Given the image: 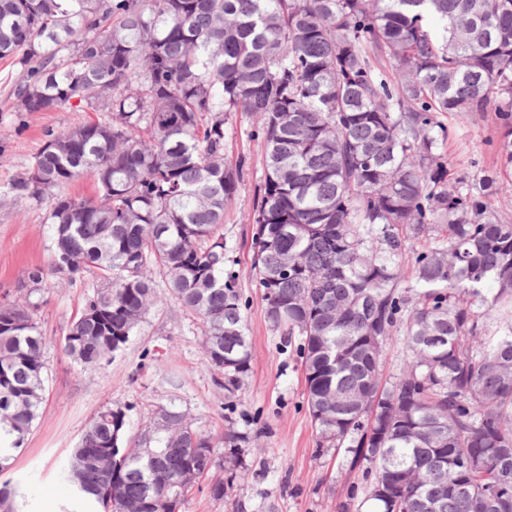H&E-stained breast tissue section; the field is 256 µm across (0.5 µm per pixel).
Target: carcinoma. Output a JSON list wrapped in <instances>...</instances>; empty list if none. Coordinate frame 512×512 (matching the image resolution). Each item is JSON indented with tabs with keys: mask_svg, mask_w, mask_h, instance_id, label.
<instances>
[{
	"mask_svg": "<svg viewBox=\"0 0 512 512\" xmlns=\"http://www.w3.org/2000/svg\"><path fill=\"white\" fill-rule=\"evenodd\" d=\"M16 112L102 118L47 135L9 183L51 198L54 270L99 280L65 354L95 369L168 298L200 322L227 407L252 362L224 213L264 144L251 274L294 345L320 448H344L365 512H512V0H0ZM494 110L495 165L448 180L451 113ZM92 174L96 194L64 189ZM45 337L29 299L0 303V475L43 402ZM400 369L382 381L387 351ZM106 407L66 477L86 512H179L200 478L216 499L250 437L214 438L158 408L137 437ZM133 448L108 457L112 441ZM12 480L0 509L18 512Z\"/></svg>",
	"mask_w": 512,
	"mask_h": 512,
	"instance_id": "obj_1",
	"label": "carcinoma"
}]
</instances>
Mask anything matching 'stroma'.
Returning <instances> with one entry per match:
<instances>
[{
    "mask_svg": "<svg viewBox=\"0 0 512 512\" xmlns=\"http://www.w3.org/2000/svg\"><path fill=\"white\" fill-rule=\"evenodd\" d=\"M19 72V65L0 60L1 188L32 162L47 131L70 129L91 118L76 108L13 111L10 89ZM445 122L450 174L492 166L500 135L493 112L464 122L449 116ZM225 131L230 154L243 152L252 158L250 174L224 216V236L233 249L238 284L250 301L246 324L253 353L234 412L225 409L224 392L214 385L204 362L197 320L170 300L153 308L124 349L101 367L85 370L67 357L62 349L67 323L96 281L87 275L72 285L55 273L49 201L0 197V300L26 296L37 303L48 364L41 416L9 473L18 485L24 512H72L74 492L59 469L98 411L116 405L129 406L128 429L133 435L161 406L186 413L195 428L215 437L230 422L246 430L243 414L258 417L263 435L251 445L248 469L241 473L231 498H212L210 482L204 479L186 495L180 512H230L235 498L245 503V512H337L344 501L353 481L345 453L317 447L301 363L292 352L282 351L281 338L265 319L261 291L250 275L247 217L254 186L264 174L263 148L249 138L248 119L230 116ZM32 267L43 270L42 283L27 281L25 273Z\"/></svg>",
    "mask_w": 512,
    "mask_h": 512,
    "instance_id": "stroma-1",
    "label": "stroma"
}]
</instances>
